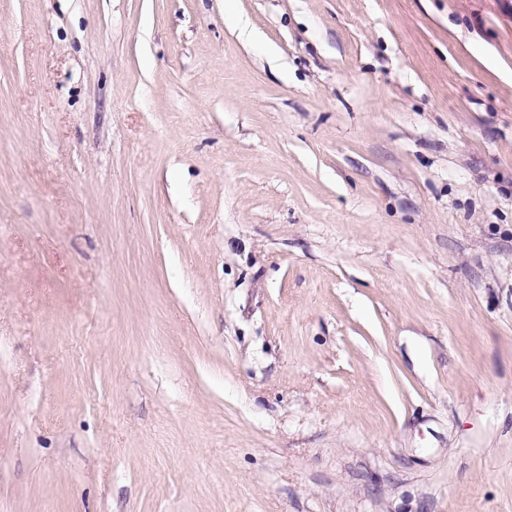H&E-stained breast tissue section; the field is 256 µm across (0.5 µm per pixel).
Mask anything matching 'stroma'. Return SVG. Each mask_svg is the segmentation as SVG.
<instances>
[{
	"mask_svg": "<svg viewBox=\"0 0 512 512\" xmlns=\"http://www.w3.org/2000/svg\"><path fill=\"white\" fill-rule=\"evenodd\" d=\"M0 512H512V0H0Z\"/></svg>",
	"mask_w": 512,
	"mask_h": 512,
	"instance_id": "stroma-1",
	"label": "stroma"
}]
</instances>
